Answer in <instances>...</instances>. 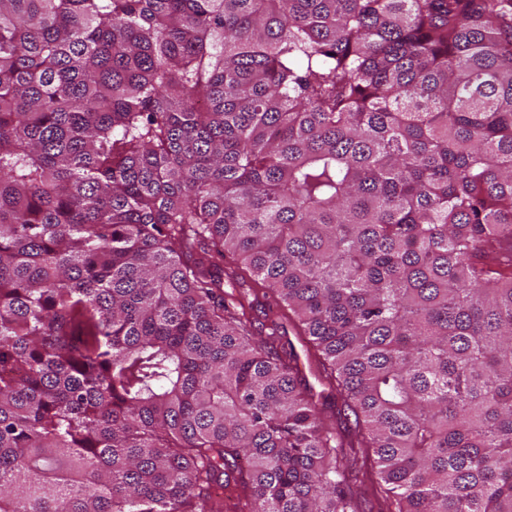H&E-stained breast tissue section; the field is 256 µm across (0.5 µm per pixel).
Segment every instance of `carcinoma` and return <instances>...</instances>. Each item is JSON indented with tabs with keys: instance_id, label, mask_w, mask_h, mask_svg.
<instances>
[{
	"instance_id": "1",
	"label": "carcinoma",
	"mask_w": 512,
	"mask_h": 512,
	"mask_svg": "<svg viewBox=\"0 0 512 512\" xmlns=\"http://www.w3.org/2000/svg\"><path fill=\"white\" fill-rule=\"evenodd\" d=\"M512 512V0H0V512ZM286 335L282 337V343L285 344V348L289 351L292 347L294 352L298 356V363L303 376L311 388L314 400L322 404H328L333 402L334 392L329 388L328 385L319 381L315 376L314 368L310 367V361L307 356L306 348L303 346L302 341L296 335V331L292 323H288L286 326ZM358 451V468L352 474L351 487L361 495L360 512H380L386 507L383 485L376 474L372 450L369 448H356Z\"/></svg>"
}]
</instances>
